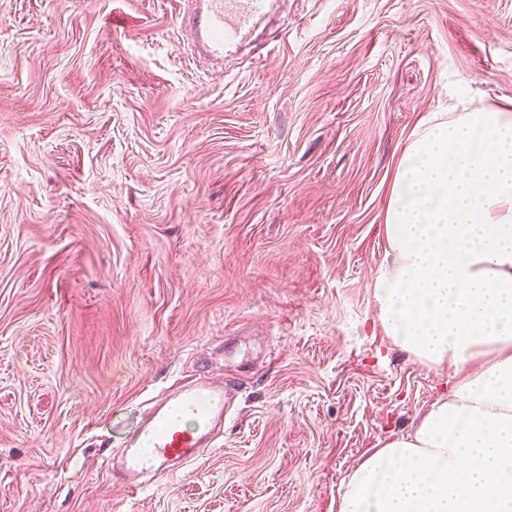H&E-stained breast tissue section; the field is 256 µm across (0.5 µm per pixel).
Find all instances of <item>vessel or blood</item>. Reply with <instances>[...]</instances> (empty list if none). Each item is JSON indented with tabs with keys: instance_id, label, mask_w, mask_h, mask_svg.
Segmentation results:
<instances>
[{
	"instance_id": "obj_1",
	"label": "vessel or blood",
	"mask_w": 512,
	"mask_h": 512,
	"mask_svg": "<svg viewBox=\"0 0 512 512\" xmlns=\"http://www.w3.org/2000/svg\"><path fill=\"white\" fill-rule=\"evenodd\" d=\"M276 2L191 0L190 9L180 19L190 55L223 67L228 48L241 41ZM228 403V386L207 377L189 380L154 399L137 428L124 440L119 473L124 488L137 493L143 487L144 475L170 473L174 465L190 464L214 447Z\"/></svg>"
}]
</instances>
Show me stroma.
Returning <instances> with one entry per match:
<instances>
[{"instance_id":"35a3bbf8","label":"stroma","mask_w":512,"mask_h":512,"mask_svg":"<svg viewBox=\"0 0 512 512\" xmlns=\"http://www.w3.org/2000/svg\"><path fill=\"white\" fill-rule=\"evenodd\" d=\"M185 0H0V512H336L447 397L373 298L421 117L512 100V0H288L189 60ZM222 376L217 440L136 494L151 398Z\"/></svg>"}]
</instances>
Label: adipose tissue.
<instances>
[{
	"mask_svg": "<svg viewBox=\"0 0 512 512\" xmlns=\"http://www.w3.org/2000/svg\"><path fill=\"white\" fill-rule=\"evenodd\" d=\"M384 230V331L457 380L413 432L369 450L337 512H512V105L424 118Z\"/></svg>",
	"mask_w": 512,
	"mask_h": 512,
	"instance_id": "adipose-tissue-1",
	"label": "adipose tissue"
}]
</instances>
